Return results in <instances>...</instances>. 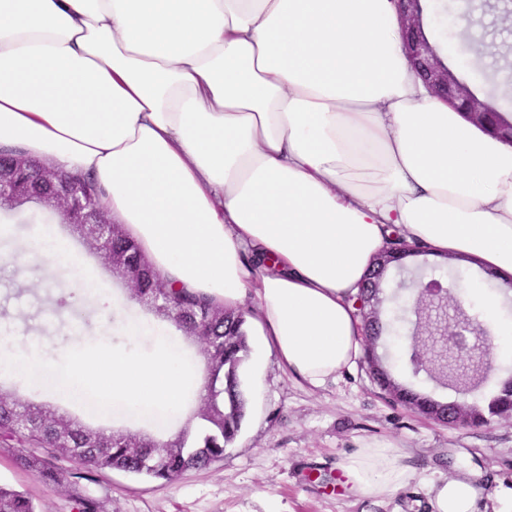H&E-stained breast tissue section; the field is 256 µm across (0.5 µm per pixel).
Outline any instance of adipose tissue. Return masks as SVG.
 Returning <instances> with one entry per match:
<instances>
[{
    "mask_svg": "<svg viewBox=\"0 0 512 512\" xmlns=\"http://www.w3.org/2000/svg\"><path fill=\"white\" fill-rule=\"evenodd\" d=\"M0 147L91 176L177 287L251 297L311 388L358 364L354 302L392 229L512 276V145L426 87L393 0H0ZM35 238L89 286L66 240ZM459 296L512 354L497 297ZM339 466L362 497L410 477L395 448ZM431 491L435 512H478L472 472Z\"/></svg>",
    "mask_w": 512,
    "mask_h": 512,
    "instance_id": "adipose-tissue-1",
    "label": "adipose tissue"
}]
</instances>
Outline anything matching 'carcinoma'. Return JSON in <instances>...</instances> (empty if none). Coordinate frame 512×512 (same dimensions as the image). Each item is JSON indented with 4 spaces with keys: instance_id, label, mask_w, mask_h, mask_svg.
<instances>
[{
    "instance_id": "obj_1",
    "label": "carcinoma",
    "mask_w": 512,
    "mask_h": 512,
    "mask_svg": "<svg viewBox=\"0 0 512 512\" xmlns=\"http://www.w3.org/2000/svg\"><path fill=\"white\" fill-rule=\"evenodd\" d=\"M109 247L142 268L141 292L157 294L161 302L171 305V322L177 329H204L205 335L199 337L205 360L202 410L198 414L200 431L193 438L189 431H183L173 440L176 451L154 458L145 448L126 447V442L111 432L90 429L75 418L34 403L0 397V444L9 446L15 442L27 448V453L17 458V464L37 473L45 482H62L63 474L56 462L69 459L80 466L75 473L77 479L92 481L97 474L118 470L171 484L187 470L203 469L221 460L224 447L241 429L246 414L241 372L250 352L246 311L240 307H216L204 295L172 288L122 228L109 239ZM398 402L420 411L430 399L403 387ZM71 500L74 512H99V501L88 492L74 489ZM0 512L37 510L25 493L1 485Z\"/></svg>"
}]
</instances>
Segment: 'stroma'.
<instances>
[{
    "label": "stroma",
    "mask_w": 512,
    "mask_h": 512,
    "mask_svg": "<svg viewBox=\"0 0 512 512\" xmlns=\"http://www.w3.org/2000/svg\"><path fill=\"white\" fill-rule=\"evenodd\" d=\"M481 0H425L424 26L431 42L455 76L491 106L512 110V69L502 70L501 55L512 52V25L496 14H483L481 25L464 30L449 18L479 8ZM0 353L18 352L59 361L71 348L104 341L125 348L152 349L158 335L178 339L193 366L202 367V344L180 335L165 320L133 301L127 285L112 274L95 251L67 224L58 209L27 203L0 209ZM52 226L90 268L94 286L77 293L69 266L44 262L38 252L16 260L20 244L31 242L36 226ZM435 278L456 292L469 284L496 294L503 316L512 315V285L485 277L471 264L439 261L426 252L408 259L405 270L390 269L382 283L379 309L390 319L396 306L413 303V281ZM401 339H381L378 350L388 357L399 383L415 386L434 399L465 405L487 404L512 378V357L494 353L496 371L476 393L456 395L412 358H428L405 338L413 321L402 324ZM246 417L222 460L192 469L171 484L148 482L115 471L86 483L104 503L105 512H434L427 483L468 468L488 489L512 488V418L494 417L479 427L454 428L433 422L392 404L373 383L366 362L324 387L293 381L266 357L260 373L245 372ZM0 394L30 401L79 418L107 431L140 433L165 442L183 430L197 431L200 403L190 391L189 419L166 424L154 417H135L116 409L90 414L82 401L57 397L46 383H28L0 369ZM368 446L402 449L411 474L407 484L384 498L358 497L343 485L339 460ZM15 449L0 447V484L26 490L39 512H73L67 487L44 484L19 469Z\"/></svg>",
    "instance_id": "1"
}]
</instances>
